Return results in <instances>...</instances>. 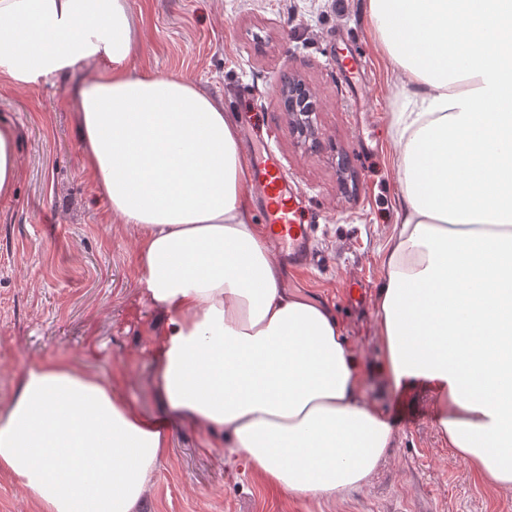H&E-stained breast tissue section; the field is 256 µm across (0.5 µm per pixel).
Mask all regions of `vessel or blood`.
Masks as SVG:
<instances>
[{"mask_svg": "<svg viewBox=\"0 0 512 512\" xmlns=\"http://www.w3.org/2000/svg\"><path fill=\"white\" fill-rule=\"evenodd\" d=\"M251 164L261 192L281 199L277 205L268 202L262 205L266 222L279 229L277 246L287 252L290 268L303 269L313 251V227L300 221L295 203L297 192L283 174L273 147H266L264 152L254 155Z\"/></svg>", "mask_w": 512, "mask_h": 512, "instance_id": "obj_1", "label": "vessel or blood"}]
</instances>
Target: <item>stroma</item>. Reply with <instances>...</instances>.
Instances as JSON below:
<instances>
[{
	"label": "stroma",
	"mask_w": 512,
	"mask_h": 512,
	"mask_svg": "<svg viewBox=\"0 0 512 512\" xmlns=\"http://www.w3.org/2000/svg\"><path fill=\"white\" fill-rule=\"evenodd\" d=\"M130 64L193 81L221 101L247 151L273 144L316 217L311 267L286 284L330 307L371 375L366 394L396 429L370 482L344 499L295 500L266 491L200 433L163 414L153 388L156 312L137 285V233L97 198L82 166L71 79L24 86L0 79V124L17 133L19 178L0 198V405L32 361L66 357L92 375L122 377L127 397L170 432L143 512H512V490L487 487L442 439L429 390H389L374 306L400 199L391 140L398 76L379 44L367 0H130ZM292 71L319 101L323 148L307 151L281 109ZM380 138L370 159L360 140ZM362 287L349 299L350 284Z\"/></svg>",
	"instance_id": "stroma-1"
}]
</instances>
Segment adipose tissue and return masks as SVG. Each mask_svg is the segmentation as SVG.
Instances as JSON below:
<instances>
[{
  "instance_id": "1",
  "label": "adipose tissue",
  "mask_w": 512,
  "mask_h": 512,
  "mask_svg": "<svg viewBox=\"0 0 512 512\" xmlns=\"http://www.w3.org/2000/svg\"><path fill=\"white\" fill-rule=\"evenodd\" d=\"M404 76L392 134L400 229L384 251L380 373L429 383L449 449L512 489V0H367ZM130 0H0V78L71 91L83 166L138 231L160 313V405L263 484L330 502L360 489L394 429L325 304L288 291L254 222L234 119L192 83L135 71ZM171 446L120 382L29 363L0 408V473L37 512H140Z\"/></svg>"
}]
</instances>
